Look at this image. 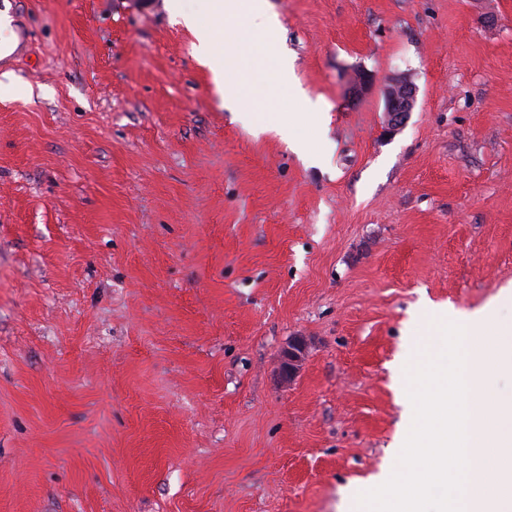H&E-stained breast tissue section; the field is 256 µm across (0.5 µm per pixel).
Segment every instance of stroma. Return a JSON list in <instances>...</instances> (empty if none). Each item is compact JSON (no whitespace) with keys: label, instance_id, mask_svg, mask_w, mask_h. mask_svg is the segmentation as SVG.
I'll list each match as a JSON object with an SVG mask.
<instances>
[{"label":"stroma","instance_id":"obj_1","mask_svg":"<svg viewBox=\"0 0 512 512\" xmlns=\"http://www.w3.org/2000/svg\"><path fill=\"white\" fill-rule=\"evenodd\" d=\"M203 7L0 0L29 33L0 61V512H359L404 436L392 367L441 346L421 302L512 285V0H268L293 90L216 23L262 132L174 19ZM385 117L388 129L396 130L413 112L417 102V87L407 76L394 77L384 91Z\"/></svg>","mask_w":512,"mask_h":512}]
</instances>
